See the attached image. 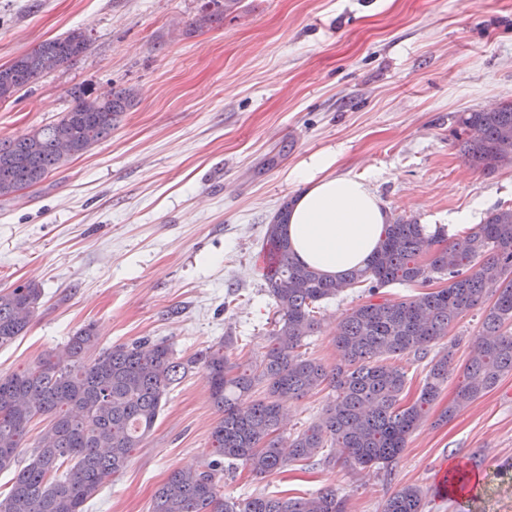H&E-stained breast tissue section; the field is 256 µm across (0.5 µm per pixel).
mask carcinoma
Instances as JSON below:
<instances>
[{
	"label": "carcinoma",
	"mask_w": 512,
	"mask_h": 512,
	"mask_svg": "<svg viewBox=\"0 0 512 512\" xmlns=\"http://www.w3.org/2000/svg\"><path fill=\"white\" fill-rule=\"evenodd\" d=\"M240 0H208L212 11L192 26L224 21ZM86 34L73 29L41 42L11 64L0 66V102L38 77L83 56ZM71 104L58 120L16 138H0V197L41 183L52 172L112 134L119 116L136 104L133 87L99 94L89 87L69 91ZM457 125L467 135L464 156L484 171L512 158V101L495 109L461 112ZM280 221L267 225L262 277L276 304L269 345L247 369L230 359L233 338L182 360L164 341L99 347L90 327L75 333L63 351L0 375V472L14 469L18 449L28 447L29 426L50 418L29 463L15 469L0 512H86L101 487L127 466L155 425L168 388L201 366L220 418L213 428V459L197 469H177L156 490L151 512H346V498L326 488L304 498L254 495L224 497V468L256 475L340 448L344 463L388 467L425 420L448 381L451 353L431 348L465 313L483 303L488 288L496 299L484 308L464 369V383L441 414L448 419L512 372V208H497L470 231L453 239L443 227L430 231L397 218L385 225L380 246L363 267L336 279L292 256ZM448 285L413 300H373L392 284ZM349 288L370 300L336 328L341 363L329 369L302 348L318 328L317 309ZM35 282L0 291V347L13 342L39 308ZM429 359L418 398L404 402L407 374L395 360ZM264 397L243 409L239 402L256 387ZM323 386L336 391L318 421L286 436L285 404ZM426 493L405 485L385 501L383 512H423Z\"/></svg>",
	"instance_id": "carcinoma-1"
}]
</instances>
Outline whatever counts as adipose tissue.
I'll list each match as a JSON object with an SVG mask.
<instances>
[{
	"instance_id": "adipose-tissue-1",
	"label": "adipose tissue",
	"mask_w": 512,
	"mask_h": 512,
	"mask_svg": "<svg viewBox=\"0 0 512 512\" xmlns=\"http://www.w3.org/2000/svg\"><path fill=\"white\" fill-rule=\"evenodd\" d=\"M332 159L313 156L288 212L287 234L299 262L338 276L364 266L377 250L388 210L361 175H328Z\"/></svg>"
}]
</instances>
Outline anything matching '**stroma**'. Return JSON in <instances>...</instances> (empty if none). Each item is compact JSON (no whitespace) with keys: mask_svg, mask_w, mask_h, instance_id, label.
Masks as SVG:
<instances>
[{"mask_svg":"<svg viewBox=\"0 0 512 512\" xmlns=\"http://www.w3.org/2000/svg\"><path fill=\"white\" fill-rule=\"evenodd\" d=\"M204 0H0V65L82 29L88 54L0 103V138L57 119L71 88L138 89L106 139L42 183L0 197V290L34 281L42 303L0 348V375L94 327L100 347L166 341L177 357L232 337V361L260 354L275 302L261 277L267 224L317 154L332 175L369 178L391 218L428 228L480 223L512 207V163L487 173L462 153L459 112L512 101V0H241L192 31ZM355 288L322 304L306 351L327 366ZM482 322L473 309L440 347L448 381L401 455L382 470L328 458L225 476L224 494L306 497L333 487L347 512H382L404 485L423 512H512V373L446 422ZM323 389L288 404L286 430L317 421ZM219 414L202 368L173 384L151 434L87 512H151L179 468L203 465ZM476 471L469 499L438 495L449 462Z\"/></svg>","mask_w":512,"mask_h":512,"instance_id":"1","label":"stroma"}]
</instances>
